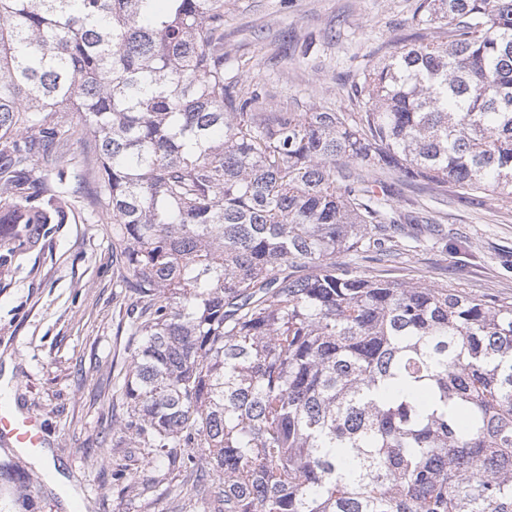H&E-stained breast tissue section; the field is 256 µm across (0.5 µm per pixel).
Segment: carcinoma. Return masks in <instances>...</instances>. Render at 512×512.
<instances>
[{
  "label": "carcinoma",
  "instance_id": "obj_1",
  "mask_svg": "<svg viewBox=\"0 0 512 512\" xmlns=\"http://www.w3.org/2000/svg\"><path fill=\"white\" fill-rule=\"evenodd\" d=\"M227 0H0V249L89 205L141 305L115 420L209 512H512V300L341 260L438 238L390 200L512 201V0H417L355 112L267 110L224 75ZM0 512H40L0 461Z\"/></svg>",
  "mask_w": 512,
  "mask_h": 512
}]
</instances>
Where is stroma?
Wrapping results in <instances>:
<instances>
[{"mask_svg": "<svg viewBox=\"0 0 512 512\" xmlns=\"http://www.w3.org/2000/svg\"><path fill=\"white\" fill-rule=\"evenodd\" d=\"M416 0H228L226 76L268 97L269 108H355L359 75L410 34ZM89 140L73 135L64 159L78 192L63 224L40 229V242L0 265V369L9 393L42 422L54 483L83 500L82 512H171L185 494L172 476L142 491L151 473L127 453L112 424L134 346L127 331L133 300L120 288L112 227L93 217L84 194ZM397 204L441 224L433 248L393 262L357 259L381 279L445 285L512 300V202L461 198L453 185L405 186Z\"/></svg>", "mask_w": 512, "mask_h": 512, "instance_id": "obj_1", "label": "stroma"}]
</instances>
